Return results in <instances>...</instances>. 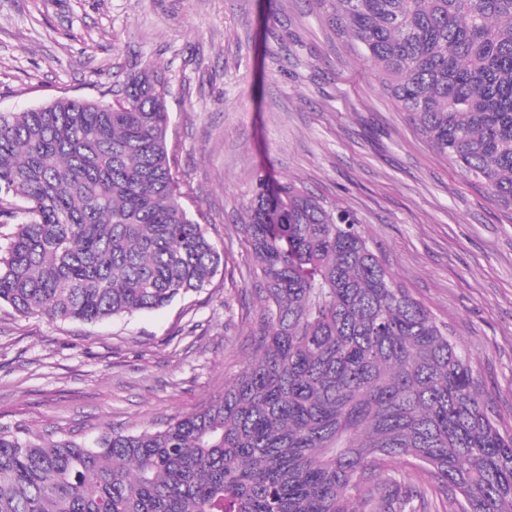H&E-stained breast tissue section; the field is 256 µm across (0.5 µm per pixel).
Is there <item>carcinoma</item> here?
<instances>
[{"label": "carcinoma", "mask_w": 512, "mask_h": 512, "mask_svg": "<svg viewBox=\"0 0 512 512\" xmlns=\"http://www.w3.org/2000/svg\"><path fill=\"white\" fill-rule=\"evenodd\" d=\"M397 111L512 216V0H321ZM170 82L0 112V305L95 323L205 288L222 254L183 205ZM258 354L159 430H0V512H512V430L448 324L348 211L260 168L238 225ZM414 461L430 480L402 475Z\"/></svg>", "instance_id": "carcinoma-1"}]
</instances>
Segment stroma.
I'll use <instances>...</instances> for the list:
<instances>
[{"label":"stroma","mask_w":512,"mask_h":512,"mask_svg":"<svg viewBox=\"0 0 512 512\" xmlns=\"http://www.w3.org/2000/svg\"><path fill=\"white\" fill-rule=\"evenodd\" d=\"M147 59L170 80L172 173L223 265L170 306L92 324L0 307V429L135 434L223 393L256 347L235 226L261 166L364 225L512 426V222L396 111L317 0H0V112L101 99Z\"/></svg>","instance_id":"35a3bbf8"}]
</instances>
